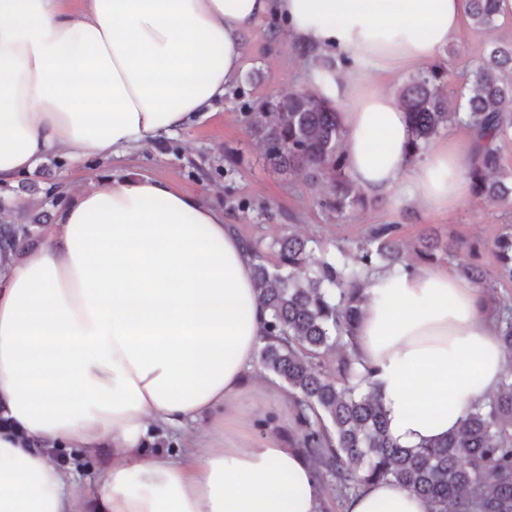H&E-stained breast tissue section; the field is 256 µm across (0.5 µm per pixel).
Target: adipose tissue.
Instances as JSON below:
<instances>
[{"label":"adipose tissue","instance_id":"adipose-tissue-1","mask_svg":"<svg viewBox=\"0 0 512 512\" xmlns=\"http://www.w3.org/2000/svg\"><path fill=\"white\" fill-rule=\"evenodd\" d=\"M281 18L317 93L344 110L347 171L368 195L408 189L458 207L472 139L412 157L394 95L367 86L431 63L464 0H0V185L47 154L100 161L191 127L244 67L246 36ZM348 55L327 69V51ZM355 347L392 439L459 430L505 357L484 297L433 266L382 268L364 288ZM265 311L245 240L170 183L112 170L66 193L39 247L0 261V512H324L314 465L285 438L234 427ZM211 420L208 429L192 423ZM184 430L170 458L148 446ZM206 453H199V446ZM111 451L90 484L53 456ZM343 512H432L394 482Z\"/></svg>","mask_w":512,"mask_h":512}]
</instances>
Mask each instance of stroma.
Instances as JSON below:
<instances>
[{
	"label": "stroma",
	"mask_w": 512,
	"mask_h": 512,
	"mask_svg": "<svg viewBox=\"0 0 512 512\" xmlns=\"http://www.w3.org/2000/svg\"><path fill=\"white\" fill-rule=\"evenodd\" d=\"M509 40L512 13L490 28L463 22L437 55L438 63L450 72L449 98L457 97L464 73L481 61L490 43ZM310 88L301 68V55L285 35L282 23L264 18L247 38L240 81L224 102L192 128L151 141L106 165L94 159H65L55 169L46 158L36 165L30 178L44 183V174L49 171L68 188L78 180L101 175L106 168L123 169L166 180L223 210L225 219L237 225L245 238L261 240L267 247L290 228L328 251L340 242L354 249L372 225L397 224L408 263L421 265L419 241L432 232L444 242L463 239L477 245L479 263L491 267L490 244L506 226H512V206L488 205L470 197L455 209L434 211L421 203L407 202L396 193L357 208L339 223L319 206L321 188L273 169L251 117L270 101ZM268 382L270 391L245 399L240 425L251 433L262 429L284 436L293 426L290 404L281 398L285 386L273 376Z\"/></svg>",
	"instance_id": "stroma-1"
}]
</instances>
